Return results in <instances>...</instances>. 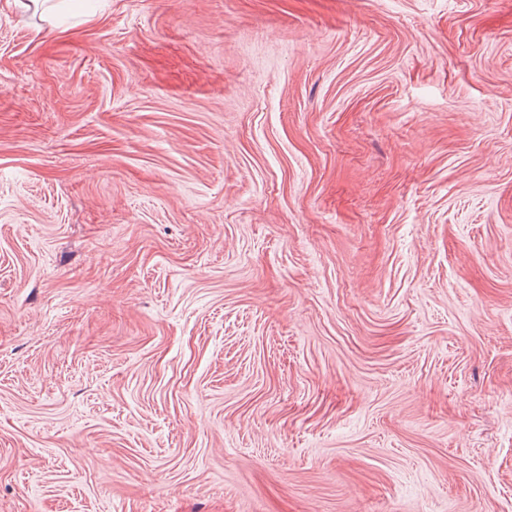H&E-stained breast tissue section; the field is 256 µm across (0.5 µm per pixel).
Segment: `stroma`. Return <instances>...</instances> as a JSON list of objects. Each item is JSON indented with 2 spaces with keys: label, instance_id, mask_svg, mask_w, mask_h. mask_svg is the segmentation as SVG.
<instances>
[{
  "label": "stroma",
  "instance_id": "1",
  "mask_svg": "<svg viewBox=\"0 0 512 512\" xmlns=\"http://www.w3.org/2000/svg\"><path fill=\"white\" fill-rule=\"evenodd\" d=\"M0 0V512H512V0Z\"/></svg>",
  "mask_w": 512,
  "mask_h": 512
}]
</instances>
